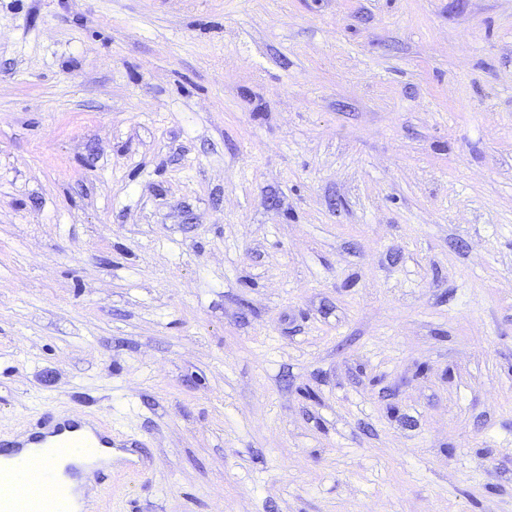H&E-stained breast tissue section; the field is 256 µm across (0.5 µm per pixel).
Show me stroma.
Listing matches in <instances>:
<instances>
[{
    "label": "stroma",
    "mask_w": 512,
    "mask_h": 512,
    "mask_svg": "<svg viewBox=\"0 0 512 512\" xmlns=\"http://www.w3.org/2000/svg\"><path fill=\"white\" fill-rule=\"evenodd\" d=\"M99 512H512V0H0V437ZM141 444L132 438L112 432V425L103 415L89 414L74 416L65 412L46 410L27 430L12 435L9 439H0V456L23 459L26 464L32 458H40L44 468L52 458H69L74 455L72 448H94L80 456L94 465L104 464L112 448L128 454L122 460L121 468L102 466L94 472V481L103 484L104 495L112 493L113 486L125 477L142 475L146 471L144 461L137 457ZM42 448H50L44 451ZM43 468V469H44Z\"/></svg>",
    "instance_id": "1"
}]
</instances>
